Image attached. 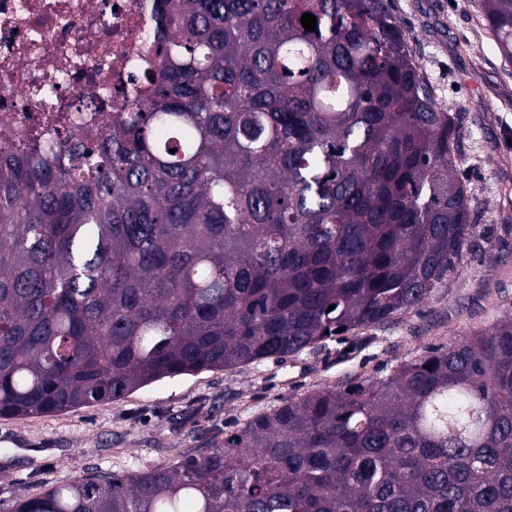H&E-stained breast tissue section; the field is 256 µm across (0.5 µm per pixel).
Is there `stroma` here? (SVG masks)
I'll return each instance as SVG.
<instances>
[{
  "label": "stroma",
  "instance_id": "obj_1",
  "mask_svg": "<svg viewBox=\"0 0 512 512\" xmlns=\"http://www.w3.org/2000/svg\"><path fill=\"white\" fill-rule=\"evenodd\" d=\"M480 0H393L425 78L459 113L455 149L480 217L448 285L383 326L288 357L166 379L112 403L0 418V512L88 468L149 469L205 437L327 385L385 377L430 349L512 314V64Z\"/></svg>",
  "mask_w": 512,
  "mask_h": 512
}]
</instances>
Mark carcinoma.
Here are the masks:
<instances>
[{
  "label": "carcinoma",
  "mask_w": 512,
  "mask_h": 512,
  "mask_svg": "<svg viewBox=\"0 0 512 512\" xmlns=\"http://www.w3.org/2000/svg\"><path fill=\"white\" fill-rule=\"evenodd\" d=\"M481 5L512 63V0ZM160 11L128 111L0 152L1 418L383 325L447 286L477 222L459 114L392 0ZM14 512H512V317Z\"/></svg>",
  "instance_id": "carcinoma-1"
}]
</instances>
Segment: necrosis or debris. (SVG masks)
<instances>
[{"instance_id":"1","label":"necrosis or debris","mask_w":512,"mask_h":512,"mask_svg":"<svg viewBox=\"0 0 512 512\" xmlns=\"http://www.w3.org/2000/svg\"><path fill=\"white\" fill-rule=\"evenodd\" d=\"M157 0H0V141L83 132L146 80Z\"/></svg>"}]
</instances>
